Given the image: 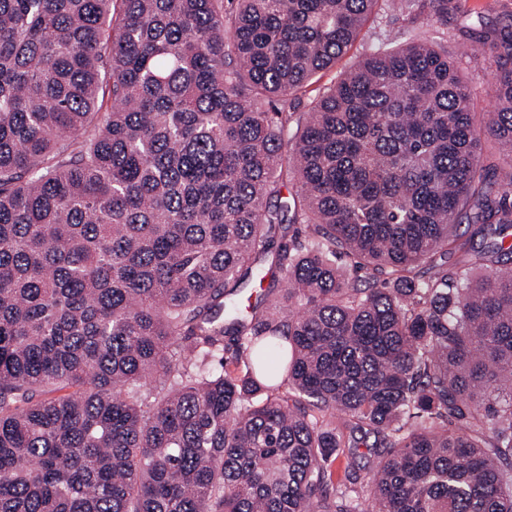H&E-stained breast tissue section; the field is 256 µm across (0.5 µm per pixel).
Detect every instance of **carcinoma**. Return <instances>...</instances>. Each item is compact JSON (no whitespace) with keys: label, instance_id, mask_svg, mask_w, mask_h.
Listing matches in <instances>:
<instances>
[{"label":"carcinoma","instance_id":"carcinoma-1","mask_svg":"<svg viewBox=\"0 0 512 512\" xmlns=\"http://www.w3.org/2000/svg\"><path fill=\"white\" fill-rule=\"evenodd\" d=\"M381 1L435 37L295 111ZM450 17L0 0V512H512V23L484 154Z\"/></svg>","mask_w":512,"mask_h":512}]
</instances>
